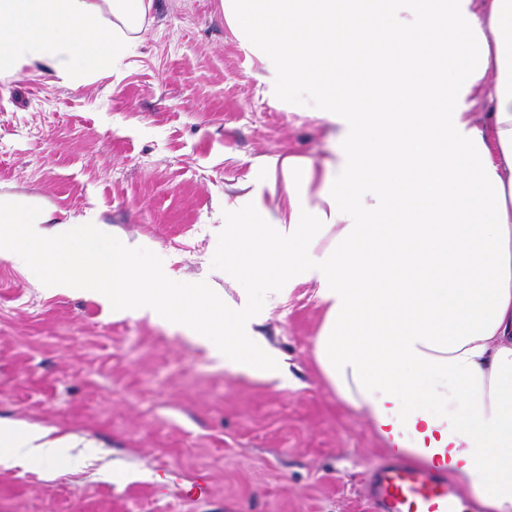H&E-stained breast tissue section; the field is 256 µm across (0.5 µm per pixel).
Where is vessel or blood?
I'll use <instances>...</instances> for the list:
<instances>
[{
	"mask_svg": "<svg viewBox=\"0 0 512 512\" xmlns=\"http://www.w3.org/2000/svg\"><path fill=\"white\" fill-rule=\"evenodd\" d=\"M371 512H478L446 472L404 458H384L371 471L368 485Z\"/></svg>",
	"mask_w": 512,
	"mask_h": 512,
	"instance_id": "obj_1",
	"label": "vessel or blood"
}]
</instances>
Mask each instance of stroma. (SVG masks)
Segmentation results:
<instances>
[{"mask_svg": "<svg viewBox=\"0 0 512 512\" xmlns=\"http://www.w3.org/2000/svg\"><path fill=\"white\" fill-rule=\"evenodd\" d=\"M219 4L154 0L143 41L89 84L0 82V196L54 224L89 217L146 243L182 284L233 298L225 197L259 180L261 157L318 164L339 144L290 101L287 74L263 82ZM314 293L267 310L258 331L290 376L266 381L177 326L35 287L0 257V418L89 445L53 472L0 467V512H363L384 444L320 374Z\"/></svg>", "mask_w": 512, "mask_h": 512, "instance_id": "obj_1", "label": "stroma"}]
</instances>
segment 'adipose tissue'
Masks as SVG:
<instances>
[{
	"label": "adipose tissue",
	"mask_w": 512,
	"mask_h": 512,
	"mask_svg": "<svg viewBox=\"0 0 512 512\" xmlns=\"http://www.w3.org/2000/svg\"><path fill=\"white\" fill-rule=\"evenodd\" d=\"M154 0H0V80L79 86L119 69ZM241 46L339 123L322 167L257 162L288 208L248 184L224 227L239 302L170 279L162 259L86 218L47 227L0 196V256L58 292L181 324L213 357L270 380L255 332L301 284L325 314L313 348L336 396L390 454L448 472L512 512V0H221ZM487 107L478 119L479 107ZM80 443L0 418V466L78 464Z\"/></svg>",
	"instance_id": "1"
}]
</instances>
